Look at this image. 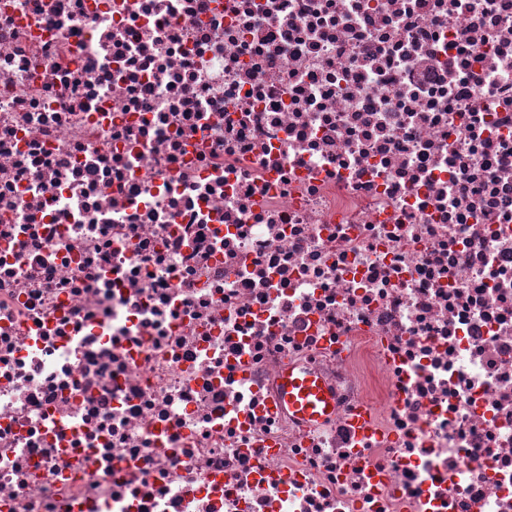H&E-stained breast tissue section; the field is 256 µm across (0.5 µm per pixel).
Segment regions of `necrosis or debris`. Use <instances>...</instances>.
<instances>
[{"label": "necrosis or debris", "instance_id": "4bbe7bcc", "mask_svg": "<svg viewBox=\"0 0 512 512\" xmlns=\"http://www.w3.org/2000/svg\"><path fill=\"white\" fill-rule=\"evenodd\" d=\"M0 512H512V0H0ZM288 410L306 420L322 422L335 409V400L323 381L312 374L288 372L283 381Z\"/></svg>", "mask_w": 512, "mask_h": 512}]
</instances>
